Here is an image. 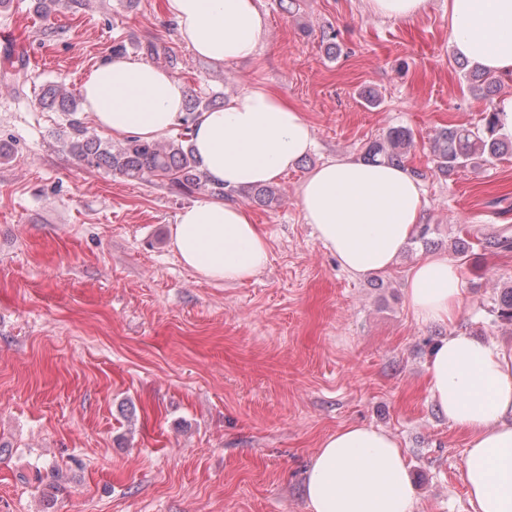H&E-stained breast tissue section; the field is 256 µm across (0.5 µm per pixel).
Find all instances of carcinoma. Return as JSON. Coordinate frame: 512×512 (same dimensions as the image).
I'll return each instance as SVG.
<instances>
[{"mask_svg":"<svg viewBox=\"0 0 512 512\" xmlns=\"http://www.w3.org/2000/svg\"><path fill=\"white\" fill-rule=\"evenodd\" d=\"M25 64L11 63L4 68L0 79L3 87L17 90L24 85ZM469 89L479 98H487L501 85L503 77L474 67L464 74ZM41 104L56 108L69 116L72 136L69 151L81 162L91 167H105L114 174L129 180L156 177L167 182L177 193L192 195L207 192L219 199H234L235 191L224 190V185L211 180L203 170L189 144V127H184L179 138L162 144L158 141H144L135 137L126 139L118 149L97 136L87 135V131L74 115L80 111V99L60 88L49 87L42 91ZM412 145V133L406 128H393L382 141L371 143L364 158L370 161L384 160L393 165H404ZM509 150V141L496 135V112L484 113L481 125L477 127H447L435 138L432 156L435 169L450 175L459 168L480 166L500 157ZM247 197L261 205L280 201L278 188L258 187L250 190ZM470 233L460 239L456 251L464 254L477 244L485 250H512V240L507 238L477 239L473 244L466 240ZM497 317L504 323L512 324V288L503 291L497 307L493 308Z\"/></svg>","mask_w":512,"mask_h":512,"instance_id":"carcinoma-1","label":"carcinoma"}]
</instances>
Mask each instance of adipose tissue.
<instances>
[{
	"mask_svg": "<svg viewBox=\"0 0 512 512\" xmlns=\"http://www.w3.org/2000/svg\"><path fill=\"white\" fill-rule=\"evenodd\" d=\"M259 0H164L178 34L196 55L223 65L256 54L267 38ZM455 53L494 73L512 72V0H448ZM95 124L120 138L157 139L190 125V143L225 189L268 184L316 147L303 113L265 87L223 108L184 112L183 82L151 63L110 57L81 86ZM301 212L342 269L365 277L391 269L418 233L424 191L409 169L343 156L301 183ZM178 261L216 283H241L269 261L265 235L243 205L203 198L170 227ZM405 302L417 323L451 325L463 304V277L445 254L412 267ZM437 408L467 436L462 481L472 512H512V344L451 331L426 367ZM310 512H415L407 458L387 431L349 425L329 434L303 483Z\"/></svg>",
	"mask_w": 512,
	"mask_h": 512,
	"instance_id": "ef3b65f1",
	"label": "adipose tissue"
}]
</instances>
